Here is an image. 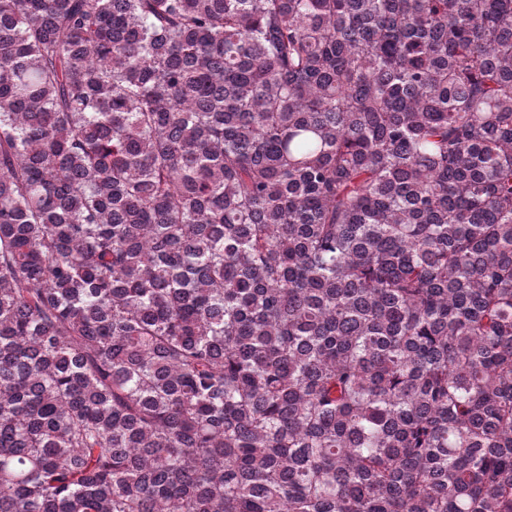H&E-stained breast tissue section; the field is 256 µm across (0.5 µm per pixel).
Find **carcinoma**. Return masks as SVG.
Returning <instances> with one entry per match:
<instances>
[{
  "label": "carcinoma",
  "instance_id": "1",
  "mask_svg": "<svg viewBox=\"0 0 512 512\" xmlns=\"http://www.w3.org/2000/svg\"><path fill=\"white\" fill-rule=\"evenodd\" d=\"M0 512H512V0H0Z\"/></svg>",
  "mask_w": 512,
  "mask_h": 512
}]
</instances>
